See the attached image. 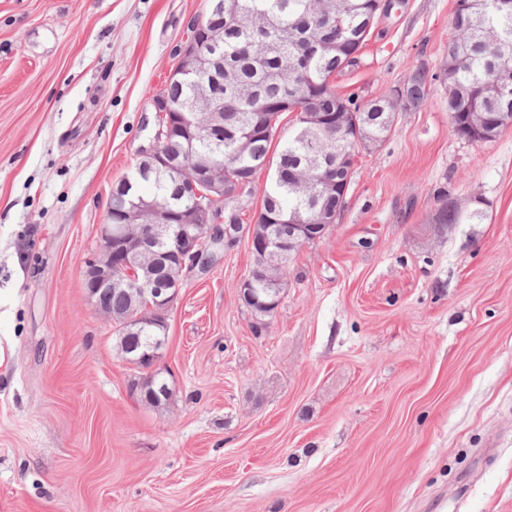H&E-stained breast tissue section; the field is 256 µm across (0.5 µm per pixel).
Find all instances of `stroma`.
I'll list each match as a JSON object with an SVG mask.
<instances>
[{"instance_id": "1", "label": "stroma", "mask_w": 512, "mask_h": 512, "mask_svg": "<svg viewBox=\"0 0 512 512\" xmlns=\"http://www.w3.org/2000/svg\"><path fill=\"white\" fill-rule=\"evenodd\" d=\"M343 94L434 74L256 325L248 240L186 282L157 369L87 297L113 185L208 0H0V512H512V128L452 130L456 0H381ZM447 190L467 224L433 216Z\"/></svg>"}]
</instances>
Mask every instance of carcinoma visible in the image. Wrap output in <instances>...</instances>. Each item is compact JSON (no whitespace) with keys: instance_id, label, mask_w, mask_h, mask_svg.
I'll list each match as a JSON object with an SVG mask.
<instances>
[{"instance_id":"cac0c4a2","label":"carcinoma","mask_w":512,"mask_h":512,"mask_svg":"<svg viewBox=\"0 0 512 512\" xmlns=\"http://www.w3.org/2000/svg\"><path fill=\"white\" fill-rule=\"evenodd\" d=\"M219 2L209 0L211 25L204 40L210 73L216 77L213 95L219 114L203 130L195 129L178 143L190 162L209 160L224 167V182L238 180L239 174L254 176L266 164L275 133L261 129L264 116L260 105L283 97L299 111L312 108L334 115L344 113V135L324 129H302L301 116L293 120V130L279 140L280 150L274 173L263 193L261 211L276 219L269 224L257 220L255 231L270 238L288 235V221L297 213L311 220L315 212L341 210L345 198L320 190L314 178L302 180L308 156L319 152L321 164L336 166V155L358 153V141L369 134L378 141L387 138L389 128L384 112L418 110L427 101V75L413 73L403 98L378 106L355 94L334 89L333 79L358 62V56L380 9L379 0H237L243 16L233 22L222 12ZM452 19L448 51L457 59L448 86V112L456 118L457 134L470 132V117L478 113L488 121L512 113V85L503 92L491 76L501 73L512 81V0L500 5L494 0H463ZM196 82L173 77L165 82V94L178 112L199 115L195 98ZM155 199L176 209L182 203L179 181L151 170L112 188V223H119L124 203L131 197ZM442 206L435 214L438 224H459L479 217L467 216L440 195ZM212 223L203 230L207 247L224 240L227 224H240L241 203L237 199L211 201ZM299 247L273 256L252 250L253 268L262 274L256 287L259 300L281 298L288 283V264ZM100 306L112 310V322L120 324L133 309L118 293L102 292ZM162 335L155 327L139 325L131 329L130 344L140 348L155 343Z\"/></svg>"}]
</instances>
